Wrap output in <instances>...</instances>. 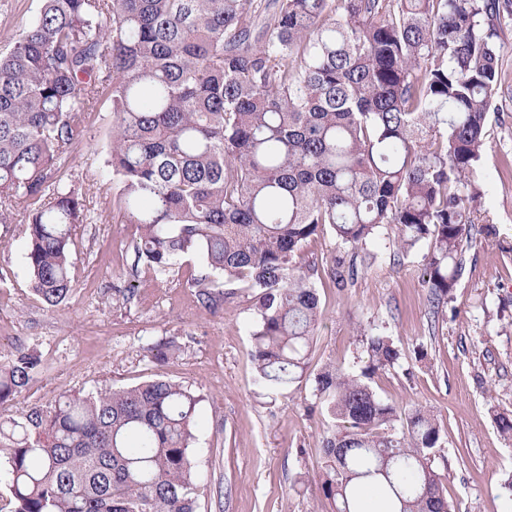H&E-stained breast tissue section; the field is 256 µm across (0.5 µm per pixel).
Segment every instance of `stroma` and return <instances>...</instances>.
I'll list each match as a JSON object with an SVG mask.
<instances>
[{
  "label": "stroma",
  "instance_id": "obj_1",
  "mask_svg": "<svg viewBox=\"0 0 512 512\" xmlns=\"http://www.w3.org/2000/svg\"><path fill=\"white\" fill-rule=\"evenodd\" d=\"M41 6L42 0H0V51ZM498 106L473 174L483 232L466 251L452 298L433 306L422 251L397 255L393 227L383 228L369 246L375 261L358 267L346 288L316 278L323 318L309 368L300 383L280 391L255 382L250 289H236L209 309L198 299V257L166 273L138 261V230L122 217L119 183L107 165L111 116L95 106L65 176L94 212L92 223L75 229V281L65 303L51 307L32 293L24 240L14 225L0 224V364L27 352L41 359L39 373L0 406V417L48 406L63 393L162 376L203 397L194 442L197 512H331L315 478L327 416L315 403L314 377L325 364H353L363 332L377 329L393 338L402 359L379 372L373 387L386 400L420 404L439 419L435 467L449 501L459 512H502L512 438L498 431L495 417H512V99ZM128 285L129 297L122 292ZM166 340L180 352L160 364L149 348Z\"/></svg>",
  "mask_w": 512,
  "mask_h": 512
}]
</instances>
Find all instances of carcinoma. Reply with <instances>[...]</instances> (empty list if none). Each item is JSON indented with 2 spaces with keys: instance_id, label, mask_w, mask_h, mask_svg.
I'll return each instance as SVG.
<instances>
[{
  "instance_id": "carcinoma-1",
  "label": "carcinoma",
  "mask_w": 512,
  "mask_h": 512,
  "mask_svg": "<svg viewBox=\"0 0 512 512\" xmlns=\"http://www.w3.org/2000/svg\"><path fill=\"white\" fill-rule=\"evenodd\" d=\"M512 0H42L0 55V224L25 205L32 292L51 307L73 288L74 228L86 197L63 181L85 137V105L112 114L108 165L138 259L166 272L185 255L255 292L256 383L303 378L322 319L304 242L330 228L345 253L324 268L344 287L393 224L423 243L432 302L452 294L482 197L470 174L499 96L502 20ZM178 346L150 348L154 361ZM402 358L383 332L359 369L327 365L315 402L330 428L319 490L334 512H457L433 468L441 427L370 382ZM41 361L0 364V404ZM202 398L163 378L61 395L0 420V512H197L192 443Z\"/></svg>"
}]
</instances>
